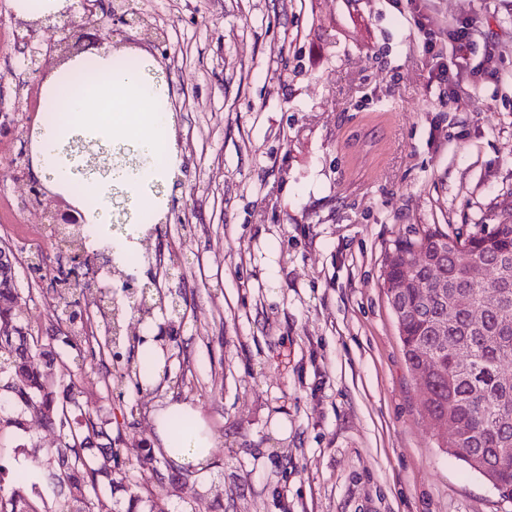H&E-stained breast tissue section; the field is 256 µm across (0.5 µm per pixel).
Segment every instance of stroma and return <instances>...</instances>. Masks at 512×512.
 Wrapping results in <instances>:
<instances>
[{
	"instance_id": "obj_1",
	"label": "stroma",
	"mask_w": 512,
	"mask_h": 512,
	"mask_svg": "<svg viewBox=\"0 0 512 512\" xmlns=\"http://www.w3.org/2000/svg\"><path fill=\"white\" fill-rule=\"evenodd\" d=\"M103 2L83 57L138 64L184 107L141 231L115 213L84 246L88 284L69 295L74 331L110 341L87 302L111 299L120 352L154 345L164 374L116 391L88 359L78 383L127 447H156L155 414L183 402L217 439L201 472L127 468L113 512H512L440 448L382 288L396 239L476 232L512 198V0H431L436 32L476 20L469 71L443 96L426 89L407 0ZM128 8L160 39L116 31L110 10ZM7 139L6 200L33 168L14 162L28 148L23 124ZM22 231L0 212L21 315L39 324L50 259L69 254L51 233L27 248ZM125 248L139 253L130 274L163 294L149 314L122 290ZM55 443L30 419L26 433L0 437V465L42 471Z\"/></svg>"
}]
</instances>
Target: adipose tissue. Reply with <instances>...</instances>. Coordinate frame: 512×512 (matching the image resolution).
<instances>
[{"mask_svg": "<svg viewBox=\"0 0 512 512\" xmlns=\"http://www.w3.org/2000/svg\"><path fill=\"white\" fill-rule=\"evenodd\" d=\"M53 93H64L67 123H43L40 128L39 157L32 169L34 177L51 187L87 185L95 199L92 212L98 224L112 219L109 202L113 185L127 192L129 207L142 212L150 185L163 179L152 160L161 151L169 115L159 105L160 90L136 68L115 67L111 57L100 55L89 60L86 78L69 88L54 84ZM111 103V111L84 120L91 100ZM127 131L122 141L111 137L115 129ZM79 140H95L106 151L126 150L143 157L140 166H114L91 171L72 153ZM155 433L165 453L180 466L202 469L210 461L215 438L192 404L177 403L155 416Z\"/></svg>", "mask_w": 512, "mask_h": 512, "instance_id": "obj_1", "label": "adipose tissue"}]
</instances>
